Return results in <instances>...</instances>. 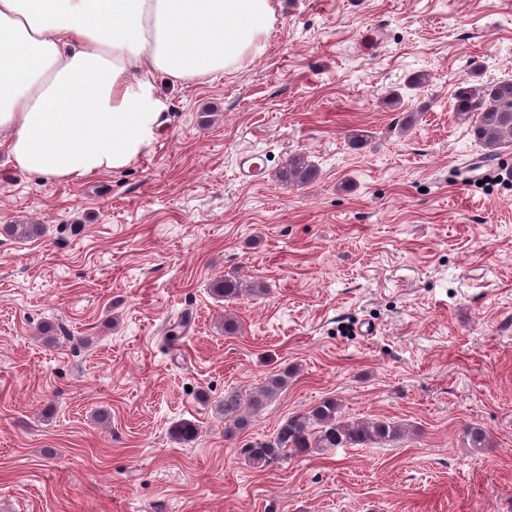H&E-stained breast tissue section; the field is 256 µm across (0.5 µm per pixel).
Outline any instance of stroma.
<instances>
[{"label":"stroma","instance_id":"stroma-1","mask_svg":"<svg viewBox=\"0 0 512 512\" xmlns=\"http://www.w3.org/2000/svg\"><path fill=\"white\" fill-rule=\"evenodd\" d=\"M275 8L263 55L161 81L169 122L126 169L53 183L0 153V512H512V177L463 181L483 150L455 99L512 76V0ZM296 154L319 170L298 187ZM230 274L266 294L215 298ZM282 368L253 434L333 397L410 435L252 469L214 405ZM257 154L252 152H243L237 160L238 178L243 183H252L261 179L265 173L263 167L256 161ZM318 168L307 157L296 155L279 170L278 179L288 185L298 186L312 182L318 177Z\"/></svg>","mask_w":512,"mask_h":512}]
</instances>
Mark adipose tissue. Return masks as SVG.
I'll return each mask as SVG.
<instances>
[{
  "label": "adipose tissue",
  "mask_w": 512,
  "mask_h": 512,
  "mask_svg": "<svg viewBox=\"0 0 512 512\" xmlns=\"http://www.w3.org/2000/svg\"><path fill=\"white\" fill-rule=\"evenodd\" d=\"M273 0H0V150L78 182L149 154L159 79L208 81L266 49Z\"/></svg>",
  "instance_id": "ef3b65f1"
}]
</instances>
